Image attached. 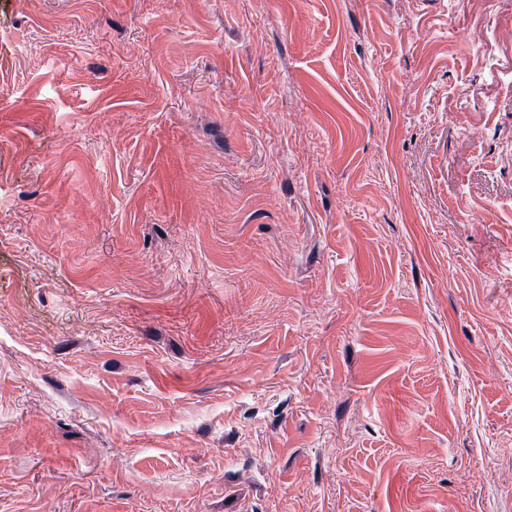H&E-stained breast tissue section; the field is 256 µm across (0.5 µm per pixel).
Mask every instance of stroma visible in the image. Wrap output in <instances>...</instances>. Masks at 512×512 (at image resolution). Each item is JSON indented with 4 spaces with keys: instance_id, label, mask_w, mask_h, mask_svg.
Here are the masks:
<instances>
[{
    "instance_id": "1",
    "label": "stroma",
    "mask_w": 512,
    "mask_h": 512,
    "mask_svg": "<svg viewBox=\"0 0 512 512\" xmlns=\"http://www.w3.org/2000/svg\"><path fill=\"white\" fill-rule=\"evenodd\" d=\"M503 0H0V512H512Z\"/></svg>"
}]
</instances>
